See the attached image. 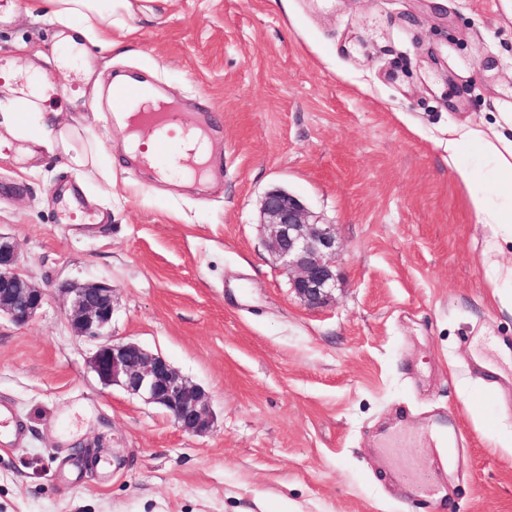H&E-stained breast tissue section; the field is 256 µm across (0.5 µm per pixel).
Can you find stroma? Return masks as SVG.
<instances>
[{"mask_svg":"<svg viewBox=\"0 0 512 512\" xmlns=\"http://www.w3.org/2000/svg\"><path fill=\"white\" fill-rule=\"evenodd\" d=\"M32 4L0 0V69L51 78L70 145L89 125L103 153L87 179L33 112L30 157L0 150V234L46 294L25 325L0 317V400L22 428L0 447V512H512V307L444 161L449 122L512 113V0H150L121 50L86 57ZM120 73L208 116L223 177L130 169ZM272 189L336 227L321 306L266 248ZM92 282L114 289V341L204 390L208 434L99 380L64 293ZM390 431L421 438L441 496L400 478Z\"/></svg>","mask_w":512,"mask_h":512,"instance_id":"stroma-1","label":"stroma"}]
</instances>
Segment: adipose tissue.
Returning <instances> with one entry per match:
<instances>
[{
	"mask_svg": "<svg viewBox=\"0 0 512 512\" xmlns=\"http://www.w3.org/2000/svg\"><path fill=\"white\" fill-rule=\"evenodd\" d=\"M47 13L71 27L67 44L77 53L88 45L116 48L113 31L128 30L132 0H40ZM47 95L37 82H26L14 107L36 112L43 139L65 145L67 128L56 115L42 109ZM448 168L469 189L470 204L478 224L487 228L496 251L512 250V113L502 112L494 121L452 122L448 125Z\"/></svg>",
	"mask_w": 512,
	"mask_h": 512,
	"instance_id": "ef3b65f1",
	"label": "adipose tissue"
}]
</instances>
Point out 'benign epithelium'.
Returning a JSON list of instances; mask_svg holds the SVG:
<instances>
[{
  "mask_svg": "<svg viewBox=\"0 0 512 512\" xmlns=\"http://www.w3.org/2000/svg\"><path fill=\"white\" fill-rule=\"evenodd\" d=\"M262 211L269 230L266 247L291 272V288L307 305H322L335 280L334 225L309 221L302 202L280 189L265 194ZM63 292L70 299L69 319L75 333L96 342L91 364L103 384L119 385L162 407L185 433L202 436L210 431L212 414L200 388L189 384L163 357L136 343L116 342L107 332L114 312L112 285L88 283ZM44 301L45 292L21 275L16 245L0 235V313L24 325Z\"/></svg>",
  "mask_w": 512,
  "mask_h": 512,
  "instance_id": "1",
  "label": "benign epithelium"
}]
</instances>
